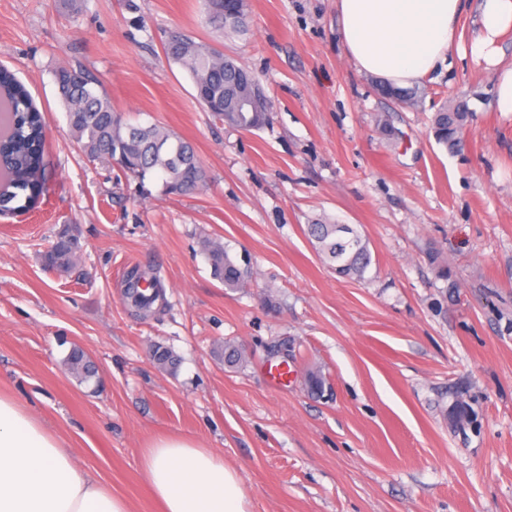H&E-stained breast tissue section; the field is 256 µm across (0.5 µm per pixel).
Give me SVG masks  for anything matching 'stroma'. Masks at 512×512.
Masks as SVG:
<instances>
[{
    "label": "stroma",
    "mask_w": 512,
    "mask_h": 512,
    "mask_svg": "<svg viewBox=\"0 0 512 512\" xmlns=\"http://www.w3.org/2000/svg\"><path fill=\"white\" fill-rule=\"evenodd\" d=\"M249 4L248 33L223 50L267 96L272 123L251 132L206 112L164 56L171 29L210 39L201 0H0V64L48 123L46 196L0 217V392L130 512H159L140 461L165 436L221 453L251 512H512V112L498 109L496 67L454 60L402 107L349 59L336 0ZM77 63L131 122L193 143L207 186L169 194L90 161L53 81ZM464 97L473 117L452 154L430 119ZM321 215L368 241L364 280L318 257L305 226ZM67 228L79 260L48 270L41 256ZM206 237L252 266L248 287L212 278ZM135 268L161 280L151 310L125 298ZM228 342L243 367L225 366ZM157 344L176 370L155 363ZM75 347L97 367L82 384L64 367Z\"/></svg>",
    "instance_id": "stroma-1"
}]
</instances>
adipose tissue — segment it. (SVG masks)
Instances as JSON below:
<instances>
[{"instance_id":"1","label":"adipose tissue","mask_w":512,"mask_h":512,"mask_svg":"<svg viewBox=\"0 0 512 512\" xmlns=\"http://www.w3.org/2000/svg\"><path fill=\"white\" fill-rule=\"evenodd\" d=\"M464 0H338L340 32L354 66L397 87L422 82L451 53L496 67L500 111L512 112V65L499 38L512 29V0H481V31L463 45ZM142 475L161 512H250L236 470L186 437L145 449ZM0 512H129L126 501L79 467L55 433L11 396L0 394Z\"/></svg>"}]
</instances>
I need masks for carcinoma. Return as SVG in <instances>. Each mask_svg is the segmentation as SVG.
<instances>
[{
  "mask_svg": "<svg viewBox=\"0 0 512 512\" xmlns=\"http://www.w3.org/2000/svg\"><path fill=\"white\" fill-rule=\"evenodd\" d=\"M203 16L206 27L221 38L243 35L248 31V0H203ZM164 52L168 61L187 71L196 99L215 117L245 131L261 130L270 124L266 95L256 78L215 43L174 29L165 36ZM54 82L68 125L90 160L112 162L141 180L148 174L158 175L168 194L188 195L207 185L208 172L189 141L156 123H130L113 106L105 88L83 67L58 68ZM376 90L409 107L418 102L415 89H394L379 82ZM0 97L13 112L12 136L0 145V159L11 174L10 182L0 186V215L16 214L31 207L45 192L46 121L16 75L4 66H0ZM470 116L467 99L434 113L431 123L437 141L451 152L458 150ZM306 234L322 262L337 276L365 278L372 254L366 239L353 226L322 217L306 225ZM202 252L213 278L224 287L244 288L251 283V268L238 264L223 244L206 239ZM75 254V239L64 236L51 246L45 260L52 267L67 268ZM127 298L138 307L148 308L156 295L139 291L136 281L130 284ZM153 356L163 368L173 370L178 365V357L162 345L154 347ZM244 361L242 349L224 346L226 366L239 367ZM67 365L81 383L94 376L91 359L79 348L71 350Z\"/></svg>",
  "mask_w": 512,
  "mask_h": 512,
  "instance_id": "carcinoma-1",
  "label": "carcinoma"
}]
</instances>
